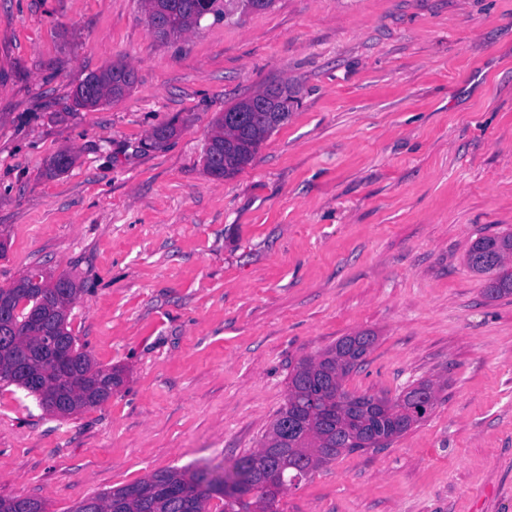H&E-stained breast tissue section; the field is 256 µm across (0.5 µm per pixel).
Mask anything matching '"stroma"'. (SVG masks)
I'll return each instance as SVG.
<instances>
[{
	"label": "stroma",
	"instance_id": "obj_1",
	"mask_svg": "<svg viewBox=\"0 0 512 512\" xmlns=\"http://www.w3.org/2000/svg\"><path fill=\"white\" fill-rule=\"evenodd\" d=\"M122 99L74 109L115 62ZM296 103L233 177L216 118L269 85ZM174 136L154 143L153 131ZM61 151L73 166L47 175ZM512 230V0H274L162 40L142 0H0V286L80 292L67 326L124 382L68 418L0 383V498L95 493L257 448L288 373L377 341L357 395L435 382L427 419L339 456L278 512H512V295L467 268Z\"/></svg>",
	"mask_w": 512,
	"mask_h": 512
}]
</instances>
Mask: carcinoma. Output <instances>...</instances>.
I'll return each mask as SVG.
<instances>
[{"instance_id":"carcinoma-1","label":"carcinoma","mask_w":512,"mask_h":512,"mask_svg":"<svg viewBox=\"0 0 512 512\" xmlns=\"http://www.w3.org/2000/svg\"><path fill=\"white\" fill-rule=\"evenodd\" d=\"M200 0H144L146 13L166 14L170 32L178 37L201 22ZM134 71L116 63L89 74L77 87L74 99L81 107L118 99L133 87ZM295 102L289 94L278 104L279 112L246 113L247 122L228 127L219 117L204 150L207 173L217 180L238 173L255 157L259 146L288 120ZM74 161L68 152L55 154L48 171H66ZM469 268L488 276L486 292L497 298L512 294V231L477 238L467 253ZM45 274L30 271L10 295L11 313L0 312V383L16 385L34 396L47 412L58 415L55 395L61 385L71 396L68 416L98 406L122 384L120 371L102 368L77 347L67 328L68 311L80 288L68 278L65 287L44 289ZM54 331L57 344L69 350L65 368L55 363L56 351L41 338L43 328ZM376 336L359 332L343 336L314 357L299 359L288 374L285 406L256 451L239 458L218 474L208 468H183L152 474L138 482L81 501L71 512H210L213 499L219 512H276L277 499H268L259 473L283 466L282 489L298 485L308 474L352 453L353 439L365 435L393 442L422 422L436 402L435 383L419 380L393 398L356 395L343 387L344 379L373 348ZM43 502L30 497L0 498V512H36Z\"/></svg>"}]
</instances>
